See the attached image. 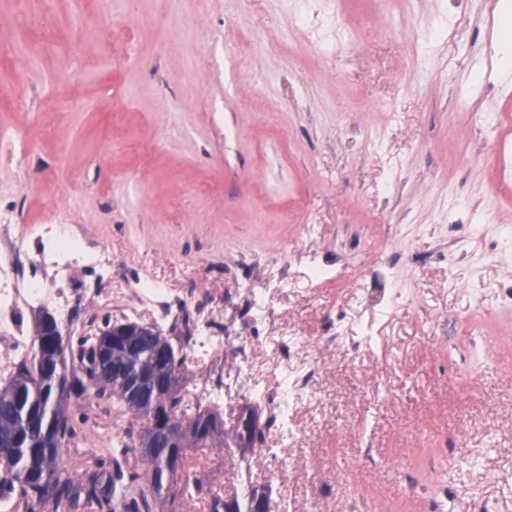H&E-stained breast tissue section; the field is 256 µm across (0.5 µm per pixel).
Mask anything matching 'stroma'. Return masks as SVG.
<instances>
[{
	"instance_id": "35a3bbf8",
	"label": "stroma",
	"mask_w": 512,
	"mask_h": 512,
	"mask_svg": "<svg viewBox=\"0 0 512 512\" xmlns=\"http://www.w3.org/2000/svg\"><path fill=\"white\" fill-rule=\"evenodd\" d=\"M498 3L55 0L42 48L0 6V94L19 71L26 99L0 110V211L66 215L177 295L238 301L244 245L288 264L270 308L315 361L303 434L273 478L234 431L269 404L225 398L226 447L188 451L224 497L249 457L250 482L295 512H512V71L488 66L503 47L484 21ZM303 251L332 283L310 282ZM268 333L240 340L247 385L272 392ZM72 425V471L142 428L92 391Z\"/></svg>"
}]
</instances>
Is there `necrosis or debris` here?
Returning a JSON list of instances; mask_svg holds the SVG:
<instances>
[{
    "label": "necrosis or debris",
    "mask_w": 512,
    "mask_h": 512,
    "mask_svg": "<svg viewBox=\"0 0 512 512\" xmlns=\"http://www.w3.org/2000/svg\"><path fill=\"white\" fill-rule=\"evenodd\" d=\"M8 245L0 250V378L8 375L24 359L30 339L21 327L30 308L56 310L67 322L82 320L90 307L119 301L128 316L151 311L159 322L173 315L174 304H181L196 321L189 338L193 348L205 356H220L224 344L242 321L253 325L267 323L272 288L282 280L276 262H262L250 255L248 265H265L264 280L242 281L248 297L247 311L234 304L224 306L221 326H214L212 314L193 297L175 299L154 277L130 280L112 259V248L104 241L92 242L73 224H39L32 231H19L13 214L0 212V239Z\"/></svg>",
    "instance_id": "4bbe7bcc"
}]
</instances>
